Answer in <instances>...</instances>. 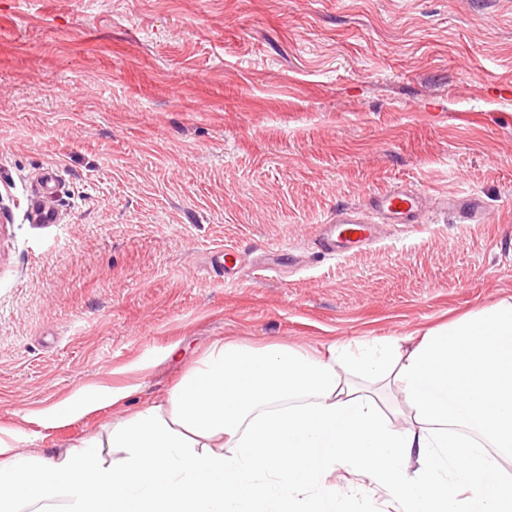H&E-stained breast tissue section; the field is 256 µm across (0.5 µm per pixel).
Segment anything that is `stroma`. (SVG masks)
Returning a JSON list of instances; mask_svg holds the SVG:
<instances>
[{"instance_id": "stroma-1", "label": "stroma", "mask_w": 512, "mask_h": 512, "mask_svg": "<svg viewBox=\"0 0 512 512\" xmlns=\"http://www.w3.org/2000/svg\"><path fill=\"white\" fill-rule=\"evenodd\" d=\"M394 186L421 223L311 249ZM468 193L485 223L441 209ZM273 246L290 276L259 271ZM511 297L512 0H0V429L21 451L120 416L32 411L88 385L160 398L217 340H383ZM57 175L48 172L43 175L41 190L30 197V214L37 224L57 223L58 215L50 199L56 192ZM315 244L321 254L336 257L364 249L376 239L375 227L362 217L338 213L319 224Z\"/></svg>"}]
</instances>
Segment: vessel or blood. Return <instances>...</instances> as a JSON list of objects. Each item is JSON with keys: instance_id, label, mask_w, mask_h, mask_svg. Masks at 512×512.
<instances>
[{"instance_id": "b4317fda", "label": "vessel or blood", "mask_w": 512, "mask_h": 512, "mask_svg": "<svg viewBox=\"0 0 512 512\" xmlns=\"http://www.w3.org/2000/svg\"><path fill=\"white\" fill-rule=\"evenodd\" d=\"M57 176L45 173L41 188L30 197V214L39 224H53L58 219L51 203L56 191ZM447 209L458 212L472 223H480L483 202L474 194L449 198ZM423 197L417 190L409 187H396L375 194L369 199L372 220L355 218L346 213H339L321 224L315 237L319 252L329 257L341 256L364 249L376 239L373 219H381L389 224H417L421 221Z\"/></svg>"}]
</instances>
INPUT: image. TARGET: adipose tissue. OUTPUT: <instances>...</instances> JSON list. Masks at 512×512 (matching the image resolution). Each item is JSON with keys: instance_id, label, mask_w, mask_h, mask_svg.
Listing matches in <instances>:
<instances>
[{"instance_id": "ef3b65f1", "label": "adipose tissue", "mask_w": 512, "mask_h": 512, "mask_svg": "<svg viewBox=\"0 0 512 512\" xmlns=\"http://www.w3.org/2000/svg\"><path fill=\"white\" fill-rule=\"evenodd\" d=\"M131 393L87 386L33 418ZM17 442L0 436V512H337L339 468L399 512H512V299L382 346L217 342L164 399L61 454Z\"/></svg>"}]
</instances>
